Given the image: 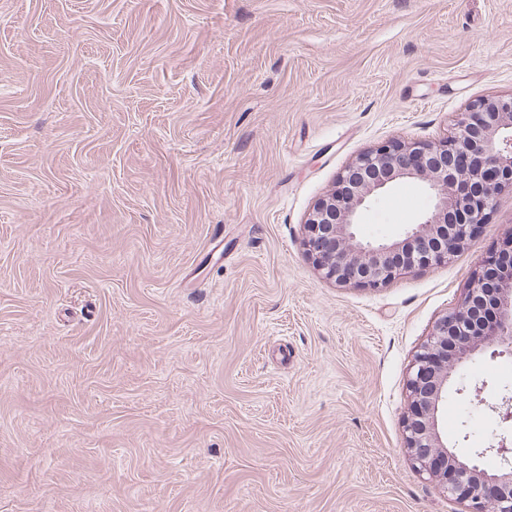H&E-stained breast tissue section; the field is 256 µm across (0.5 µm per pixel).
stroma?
<instances>
[{
    "label": "stroma",
    "instance_id": "1",
    "mask_svg": "<svg viewBox=\"0 0 512 512\" xmlns=\"http://www.w3.org/2000/svg\"><path fill=\"white\" fill-rule=\"evenodd\" d=\"M512 94V0H0V512H465L414 465V356L512 232L339 285L304 222L361 152ZM394 184L358 233L429 210ZM440 412L472 458L512 355Z\"/></svg>",
    "mask_w": 512,
    "mask_h": 512
}]
</instances>
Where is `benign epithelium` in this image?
<instances>
[{
	"mask_svg": "<svg viewBox=\"0 0 512 512\" xmlns=\"http://www.w3.org/2000/svg\"><path fill=\"white\" fill-rule=\"evenodd\" d=\"M417 181L430 212L395 240L371 243L356 232L369 204L393 183ZM505 194L512 195V95L474 101L436 145L383 144L358 155L335 188L313 207L303 246L336 283L380 288L415 269L448 262L477 234ZM475 274L462 307L438 319L416 353L404 421L407 449L419 471L466 512H512V433L496 431L476 456L503 459L489 473L448 449L439 412L463 359L488 349L512 351V236Z\"/></svg>",
	"mask_w": 512,
	"mask_h": 512,
	"instance_id": "7a95c632",
	"label": "benign epithelium"
}]
</instances>
